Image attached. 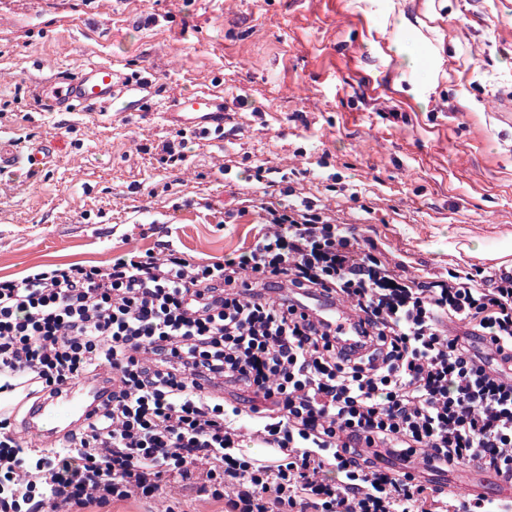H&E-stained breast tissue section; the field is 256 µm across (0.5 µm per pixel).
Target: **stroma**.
<instances>
[{
  "label": "stroma",
  "instance_id": "obj_1",
  "mask_svg": "<svg viewBox=\"0 0 512 512\" xmlns=\"http://www.w3.org/2000/svg\"><path fill=\"white\" fill-rule=\"evenodd\" d=\"M89 61L149 78L154 96L138 112L38 109V80ZM213 87L223 138L192 136L169 164L163 108ZM0 101V143L55 147L0 178L4 280L169 243L215 261L288 188L411 277L495 274L464 247L512 235V0H0ZM432 479L502 494L472 465ZM169 507L223 510L175 484L100 512Z\"/></svg>",
  "mask_w": 512,
  "mask_h": 512
}]
</instances>
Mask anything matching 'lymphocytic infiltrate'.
<instances>
[{"instance_id": "lymphocytic-infiltrate-1", "label": "lymphocytic infiltrate", "mask_w": 512, "mask_h": 512, "mask_svg": "<svg viewBox=\"0 0 512 512\" xmlns=\"http://www.w3.org/2000/svg\"><path fill=\"white\" fill-rule=\"evenodd\" d=\"M261 210L266 231L221 261L169 244L0 280V394L112 370L111 397L65 444L24 447L0 416V512H88L172 483L226 512H512L380 455L512 483V270L408 278L310 202ZM317 293L348 303L353 344L306 312ZM223 382L251 405L214 394ZM248 440L278 458H247Z\"/></svg>"}]
</instances>
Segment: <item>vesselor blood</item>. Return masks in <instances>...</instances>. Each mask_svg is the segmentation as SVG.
<instances>
[{
    "label": "vessel or blood",
    "mask_w": 512,
    "mask_h": 512,
    "mask_svg": "<svg viewBox=\"0 0 512 512\" xmlns=\"http://www.w3.org/2000/svg\"><path fill=\"white\" fill-rule=\"evenodd\" d=\"M147 81L128 82L117 77L111 65L87 62L58 76L40 90L43 100L57 112H73L91 106L121 105L123 111H135L139 105V90ZM163 119L170 125L198 135H219L224 131V94L220 91H199L182 95L167 106ZM53 147L38 143L23 155L0 151V171L20 168L31 170L45 166L51 159ZM308 312L337 322L342 332L356 331L354 318L338 304L316 299L309 301ZM112 390V376L107 368H99L95 376L80 380L43 397L29 411L20 425L26 437L49 445L63 439L67 424L85 423L94 416Z\"/></svg>",
    "instance_id": "obj_1"
}]
</instances>
